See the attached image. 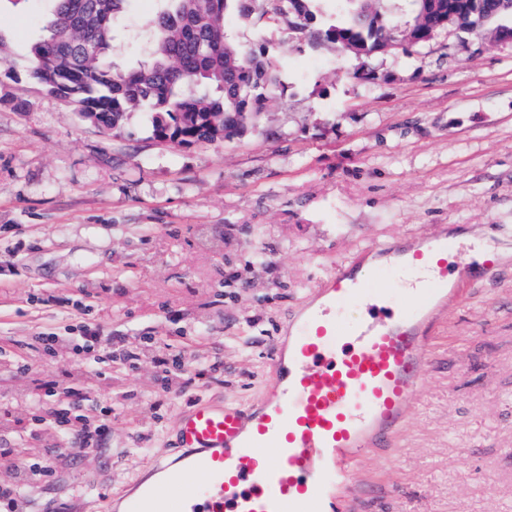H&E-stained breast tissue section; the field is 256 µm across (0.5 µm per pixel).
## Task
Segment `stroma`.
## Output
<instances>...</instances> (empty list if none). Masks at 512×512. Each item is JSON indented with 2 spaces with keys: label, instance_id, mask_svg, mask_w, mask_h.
<instances>
[{
  "label": "stroma",
  "instance_id": "35a3bbf8",
  "mask_svg": "<svg viewBox=\"0 0 512 512\" xmlns=\"http://www.w3.org/2000/svg\"><path fill=\"white\" fill-rule=\"evenodd\" d=\"M157 7L130 0L115 63L144 59ZM50 11L0 0V487L33 465L16 512H108L179 455L193 402L251 408L299 302L366 247L445 228L512 248L511 43L451 25L361 60L230 16L287 87L238 139L178 147L150 139L147 110L106 132L29 81ZM86 324L102 351L169 347L182 376L87 365L70 349ZM50 379L113 407L93 450L37 422ZM391 459L355 472L363 512H512V260L441 321Z\"/></svg>",
  "mask_w": 512,
  "mask_h": 512
}]
</instances>
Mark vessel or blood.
<instances>
[{"mask_svg": "<svg viewBox=\"0 0 512 512\" xmlns=\"http://www.w3.org/2000/svg\"><path fill=\"white\" fill-rule=\"evenodd\" d=\"M383 251L418 278L394 288L384 269L337 264L291 320L287 350L273 349L258 410L196 402L178 424L180 456L156 461L161 480L129 512H339L353 472L404 424L439 310L495 267L445 234ZM360 304L364 315L345 316Z\"/></svg>", "mask_w": 512, "mask_h": 512, "instance_id": "obj_1", "label": "vessel or blood"}]
</instances>
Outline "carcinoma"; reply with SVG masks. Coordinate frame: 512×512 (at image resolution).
Segmentation results:
<instances>
[{
	"instance_id": "obj_1",
	"label": "carcinoma",
	"mask_w": 512,
	"mask_h": 512,
	"mask_svg": "<svg viewBox=\"0 0 512 512\" xmlns=\"http://www.w3.org/2000/svg\"><path fill=\"white\" fill-rule=\"evenodd\" d=\"M52 2L45 34L31 48L29 80L106 131L123 130L132 112L147 108L150 139L178 146L213 142L226 122L244 135L285 90L276 57L264 44L243 51L225 28L229 14L249 20L258 13L285 23L312 49L341 48L363 59L470 6L445 0V13L424 18L423 0H410L414 21L400 29L373 9L375 0H159L146 59L128 69L112 60V31L129 0ZM484 6L487 25L512 16L501 0Z\"/></svg>"
}]
</instances>
